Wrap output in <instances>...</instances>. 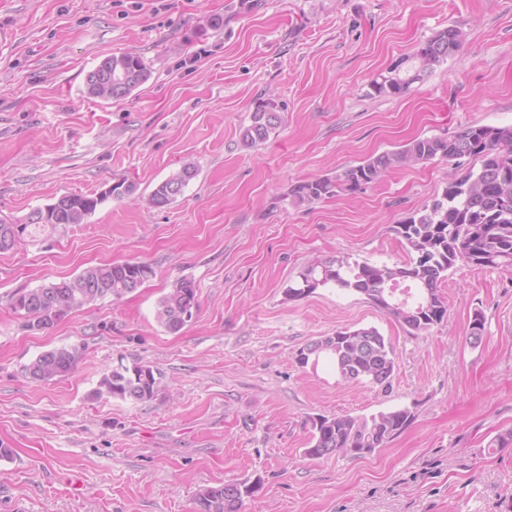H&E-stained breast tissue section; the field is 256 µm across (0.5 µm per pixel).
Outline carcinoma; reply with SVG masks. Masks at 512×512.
Wrapping results in <instances>:
<instances>
[{"mask_svg": "<svg viewBox=\"0 0 512 512\" xmlns=\"http://www.w3.org/2000/svg\"><path fill=\"white\" fill-rule=\"evenodd\" d=\"M464 34L456 27L443 29L401 58L400 64L379 75L371 83L374 93L399 96L414 83L410 76L425 74L455 55L462 47ZM112 69V82L99 77ZM149 71L144 60L122 53L105 58L86 77V93L92 98H126L144 83ZM282 124V117L271 99L260 101L251 115V123L240 135L245 147L265 142ZM471 158L479 166L468 168L453 179L441 197L413 211L396 225L404 240L409 261L393 266L371 265L339 256L314 262L299 274L297 285L285 291L288 300L314 293L333 285L364 295L393 317L412 335L426 332L441 323L447 307L439 292L448 271L463 261L475 270L512 267V126H464L449 136L418 137L391 150L373 154L345 172L344 178L322 177L302 181L290 191L295 207L309 206L341 191H356L371 184L385 172L410 163H425L436 158ZM197 170L191 163L160 182L149 196L151 207L165 209L184 192ZM107 197L63 194L50 209L44 223H25L18 235L12 225L0 221V240L10 243L0 252L15 249L26 237L61 225L81 224ZM153 275L150 265L137 261L107 262L90 265L77 274L13 294L12 306L29 316L26 328L48 329L70 313L98 300L121 299L135 292L128 282L143 286ZM396 287H391V283ZM199 310L195 283L188 279L175 282L163 294L156 308L158 323L171 333L182 329L184 316ZM309 354L300 350L298 361L306 365L320 359L330 361L336 373L348 383H368L389 388L395 372L396 356L392 343L374 327L345 328L334 336L310 343ZM76 347L49 349L25 366V375L36 382H49L69 374L77 364ZM160 371L134 360L119 363L106 372L96 395H107L134 403L151 401L159 390ZM414 419L407 409L380 412L370 417L343 415L320 416L312 420L311 458L332 456L363 457L385 447ZM261 480L245 478L220 486L200 489L193 512H240L244 499L256 493Z\"/></svg>", "mask_w": 512, "mask_h": 512, "instance_id": "carcinoma-1", "label": "carcinoma"}]
</instances>
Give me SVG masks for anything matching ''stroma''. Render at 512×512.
I'll list each match as a JSON object with an SVG mask.
<instances>
[{
  "mask_svg": "<svg viewBox=\"0 0 512 512\" xmlns=\"http://www.w3.org/2000/svg\"><path fill=\"white\" fill-rule=\"evenodd\" d=\"M450 26L460 52L403 95L374 94L372 79ZM121 53L141 56L149 79L122 100L89 97L88 72ZM268 97L283 122L244 148ZM467 125L512 126V0H0V219L119 179L137 187L0 253V444L14 450L0 460V512H192L200 488L246 477L261 487L241 512H512V447H489L512 433V267L457 263L444 320L417 336L352 292L283 294L315 259L407 261L396 224L473 161L397 168L300 208L297 183ZM186 162L197 175L183 195L150 207ZM124 260L154 277L52 328L24 329L11 305ZM183 278L200 310L171 334L156 303ZM346 327L391 341L389 388L299 364ZM60 346L81 351L71 374L26 378ZM135 360L163 375L153 400L97 396L105 372ZM400 408L412 424L371 455L305 454L313 418Z\"/></svg>",
  "mask_w": 512,
  "mask_h": 512,
  "instance_id": "stroma-1",
  "label": "stroma"
}]
</instances>
